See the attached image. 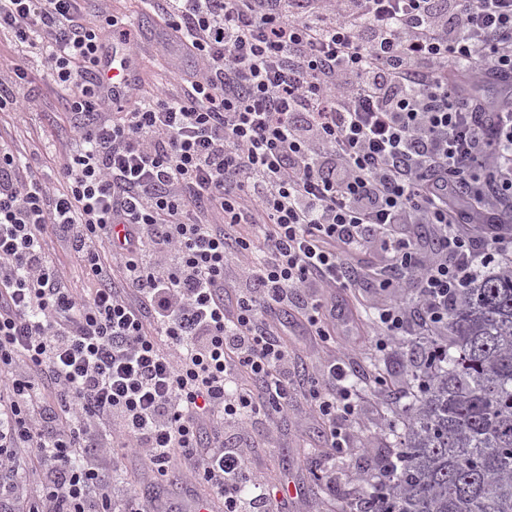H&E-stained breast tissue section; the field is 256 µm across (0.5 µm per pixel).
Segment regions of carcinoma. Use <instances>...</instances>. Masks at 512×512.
<instances>
[{
  "mask_svg": "<svg viewBox=\"0 0 512 512\" xmlns=\"http://www.w3.org/2000/svg\"><path fill=\"white\" fill-rule=\"evenodd\" d=\"M393 425L382 479L349 512H512V257L452 291Z\"/></svg>",
  "mask_w": 512,
  "mask_h": 512,
  "instance_id": "carcinoma-1",
  "label": "carcinoma"
}]
</instances>
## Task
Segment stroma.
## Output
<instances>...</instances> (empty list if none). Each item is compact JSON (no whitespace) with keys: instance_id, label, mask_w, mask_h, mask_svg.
Here are the masks:
<instances>
[{"instance_id":"stroma-1","label":"stroma","mask_w":512,"mask_h":512,"mask_svg":"<svg viewBox=\"0 0 512 512\" xmlns=\"http://www.w3.org/2000/svg\"><path fill=\"white\" fill-rule=\"evenodd\" d=\"M34 110L19 114L0 112V138L13 142L15 148L50 185H57V175L44 162L45 155L64 148L71 129L56 92L40 77H32ZM352 261L364 271L356 288L336 289L338 310L351 311L353 318L341 324L335 343L322 344L304 334L299 323L288 326V341L300 355V371L319 376L333 358L353 357L363 382L360 386L361 413L351 430L353 447L341 459L332 458L324 446V436L308 410V393L298 390L287 412L274 424L256 420L245 426L243 438L250 446L249 459L258 477L282 487L296 486L297 495L282 501L283 512H344L349 502L363 496L381 460L388 454L393 435L391 420L403 407L396 392L405 390L413 360L420 353L398 342L383 353L356 339L359 323L369 316V309L379 304L385 294L379 290L380 253L365 247ZM383 384H376V377ZM335 471L327 480L326 471Z\"/></svg>"}]
</instances>
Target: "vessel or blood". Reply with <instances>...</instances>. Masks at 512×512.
<instances>
[{"label":"vessel or blood","mask_w":512,"mask_h":512,"mask_svg":"<svg viewBox=\"0 0 512 512\" xmlns=\"http://www.w3.org/2000/svg\"><path fill=\"white\" fill-rule=\"evenodd\" d=\"M142 39V31L132 24L115 27L112 32V50L100 54L98 69L105 75L103 96L113 107L129 104L138 91L140 73L133 47Z\"/></svg>","instance_id":"b4317fda"}]
</instances>
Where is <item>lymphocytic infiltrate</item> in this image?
<instances>
[{
  "label": "lymphocytic infiltrate",
  "instance_id": "obj_1",
  "mask_svg": "<svg viewBox=\"0 0 512 512\" xmlns=\"http://www.w3.org/2000/svg\"><path fill=\"white\" fill-rule=\"evenodd\" d=\"M201 62L179 96L99 93L119 17L99 0H0L19 55L0 111L30 102V54L70 117L48 191L0 142V502L11 512H164L113 483L127 458L154 479L185 465L223 512H274L278 489L229 440L287 409L289 310L329 341L351 257L380 243L417 290L375 309L372 342L426 333L467 274L512 249V0H149ZM431 225L432 258L407 230ZM54 232L98 288L68 284ZM483 248H476V241ZM351 362L308 389L334 452L359 413ZM35 461L31 484L6 481Z\"/></svg>",
  "mask_w": 512,
  "mask_h": 512
}]
</instances>
